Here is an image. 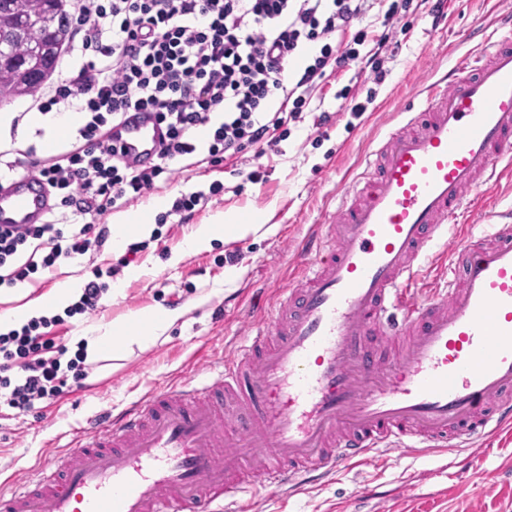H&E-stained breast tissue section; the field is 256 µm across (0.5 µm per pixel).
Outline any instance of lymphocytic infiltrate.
I'll list each match as a JSON object with an SVG mask.
<instances>
[{
    "instance_id": "lymphocytic-infiltrate-1",
    "label": "lymphocytic infiltrate",
    "mask_w": 512,
    "mask_h": 512,
    "mask_svg": "<svg viewBox=\"0 0 512 512\" xmlns=\"http://www.w3.org/2000/svg\"><path fill=\"white\" fill-rule=\"evenodd\" d=\"M83 62L41 95L36 107L78 110L81 121L57 154L34 169L57 206L43 224L0 226V286L34 282L65 260L100 250L110 235L102 218L147 197L174 166L233 162L272 142L300 119L327 70L357 61L384 82L381 53L359 52L362 17L379 0H70ZM351 35L333 49L330 39ZM320 50L298 77L288 64L304 48ZM154 113L165 130L156 160L125 162L109 131L131 112ZM107 285L88 280L63 314L28 320L0 333V402L22 412L86 375L82 352L55 344L64 318L100 311Z\"/></svg>"
}]
</instances>
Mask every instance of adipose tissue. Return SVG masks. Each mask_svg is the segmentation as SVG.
<instances>
[{"label":"adipose tissue","mask_w":512,"mask_h":512,"mask_svg":"<svg viewBox=\"0 0 512 512\" xmlns=\"http://www.w3.org/2000/svg\"><path fill=\"white\" fill-rule=\"evenodd\" d=\"M260 227V222L245 224L240 222L236 214L224 213L213 223L198 225L186 239L184 247L189 252L198 251L217 237L242 238L257 232ZM75 289V283L66 282L48 295L31 298L27 293H18L17 306L0 314V332L6 333L19 328L28 319L41 316L48 309L66 307ZM182 315L183 312L179 309L146 312L134 316L119 329L108 325L96 327L90 333L77 337L76 342L83 347L87 358L107 355L119 359L133 346L142 347L148 344L149 339L142 331L143 325H151L158 332L173 325Z\"/></svg>","instance_id":"ef3b65f1"}]
</instances>
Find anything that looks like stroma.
<instances>
[{"label": "stroma", "instance_id": "35a3bbf8", "mask_svg": "<svg viewBox=\"0 0 512 512\" xmlns=\"http://www.w3.org/2000/svg\"><path fill=\"white\" fill-rule=\"evenodd\" d=\"M497 0H447L446 17L433 24L427 6H409L392 19L373 8L359 26L368 33L365 48L387 35L383 54L386 78L375 84L358 64L325 77L315 89L300 121L266 148L249 150L234 164L193 168L159 181L151 195L104 216V223L128 211L145 212L146 247L132 260L141 278L125 280L126 266L111 245L92 256L63 262L48 278L28 283L32 295L49 294L60 283L86 282L101 270L107 283L123 282L122 296L104 297L101 312L65 321L56 340L73 339L96 325L122 327L128 316L161 309H184L182 318L147 346L125 358L88 362L85 379L67 381L62 394L21 413L0 405V482L22 480L56 456L65 436L88 418L109 408H122L162 387L199 374L200 351L213 361L230 354L243 340L252 316L269 311L278 300L280 276L292 253L312 226L334 209L336 192L361 171L362 156L375 148L389 127L405 116L401 106L416 97L417 88L458 64L472 49L470 30L490 22ZM33 99L18 97L0 104V146L48 150L45 135L29 124ZM366 107L354 115L352 104ZM331 120L319 124L320 113ZM222 191L179 219L167 215L176 197L212 183ZM262 215L267 233L237 240H213L203 250L183 253L186 238L217 213ZM166 223H158V216ZM240 274L226 281L224 273ZM485 453L470 468L457 467L462 451L418 449L392 453L376 464L358 466L296 489H270L254 495L249 512H512V442L481 439Z\"/></svg>", "mask_w": 512, "mask_h": 512}]
</instances>
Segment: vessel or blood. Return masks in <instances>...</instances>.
<instances>
[{
  "label": "vessel or blood",
  "mask_w": 512,
  "mask_h": 512,
  "mask_svg": "<svg viewBox=\"0 0 512 512\" xmlns=\"http://www.w3.org/2000/svg\"><path fill=\"white\" fill-rule=\"evenodd\" d=\"M420 96L216 376L88 419L64 453L0 489V512H246L270 485L511 434L512 222L440 243L483 186L512 179V6ZM114 137L137 163L159 149L148 112ZM54 204L20 176L0 185V225L42 223ZM434 251L445 274L420 283Z\"/></svg>",
  "instance_id": "b4317fda"
}]
</instances>
